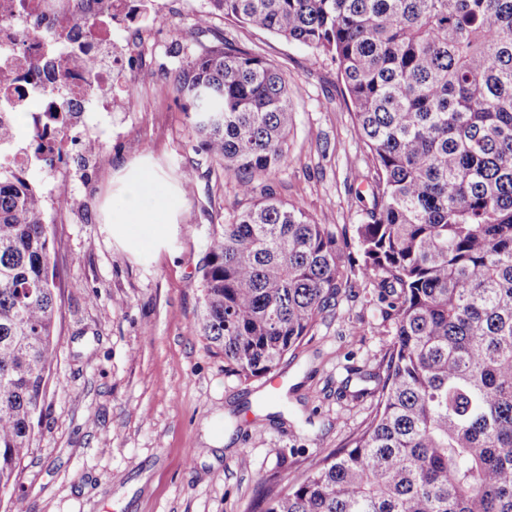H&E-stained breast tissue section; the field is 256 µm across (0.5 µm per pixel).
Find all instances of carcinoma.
<instances>
[{"label": "carcinoma", "mask_w": 512, "mask_h": 512, "mask_svg": "<svg viewBox=\"0 0 512 512\" xmlns=\"http://www.w3.org/2000/svg\"><path fill=\"white\" fill-rule=\"evenodd\" d=\"M151 0L112 21L157 23ZM211 12L336 62L370 203L348 267L330 225L257 188L295 109L273 60L233 40L173 77L200 148L237 184L210 235L198 326L244 379L276 374L352 274L394 321L372 412L264 512H512V0H209ZM42 197L0 170V495L41 416L55 285Z\"/></svg>", "instance_id": "cac0c4a2"}]
</instances>
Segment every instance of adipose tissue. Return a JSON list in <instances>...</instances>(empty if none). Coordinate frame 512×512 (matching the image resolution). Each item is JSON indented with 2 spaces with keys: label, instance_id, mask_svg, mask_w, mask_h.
<instances>
[{
  "label": "adipose tissue",
  "instance_id": "1",
  "mask_svg": "<svg viewBox=\"0 0 512 512\" xmlns=\"http://www.w3.org/2000/svg\"><path fill=\"white\" fill-rule=\"evenodd\" d=\"M179 205L166 185L148 170H140L124 184L118 201L107 203L104 222L137 244L154 242L168 215Z\"/></svg>",
  "mask_w": 512,
  "mask_h": 512
}]
</instances>
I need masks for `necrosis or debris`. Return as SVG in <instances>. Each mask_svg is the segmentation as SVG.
Instances as JSON below:
<instances>
[{"label":"necrosis or debris","instance_id":"necrosis-or-debris-1","mask_svg":"<svg viewBox=\"0 0 512 512\" xmlns=\"http://www.w3.org/2000/svg\"><path fill=\"white\" fill-rule=\"evenodd\" d=\"M112 19V0H0V124L17 127L25 115L28 133H42L55 146L83 128L89 112H109L112 65L132 56L131 45L114 43L102 23ZM65 91L70 104L62 124L45 114L50 94Z\"/></svg>","mask_w":512,"mask_h":512}]
</instances>
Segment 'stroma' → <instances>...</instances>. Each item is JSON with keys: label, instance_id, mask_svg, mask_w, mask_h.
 <instances>
[{"label": "stroma", "instance_id": "stroma-1", "mask_svg": "<svg viewBox=\"0 0 512 512\" xmlns=\"http://www.w3.org/2000/svg\"><path fill=\"white\" fill-rule=\"evenodd\" d=\"M154 7L161 21L144 37V64L127 78L134 110L90 115L101 150L74 142L65 172L33 171L43 194L60 185L69 200L48 226L56 356L32 450L18 468L30 512H263L269 491L364 426L392 338L373 280L357 279L354 294H342L333 315L285 356L273 403L267 378L226 370L223 353L201 336L207 240L237 188L200 150L172 73L227 39L287 73L296 126L274 189L330 224L352 258L368 204L367 158L330 57L219 14L195 28L208 0ZM142 168L180 198L163 237L146 249L111 236L102 214L123 178Z\"/></svg>", "mask_w": 512, "mask_h": 512}]
</instances>
